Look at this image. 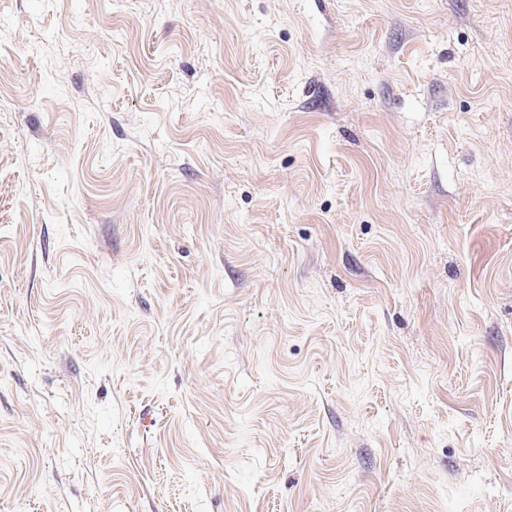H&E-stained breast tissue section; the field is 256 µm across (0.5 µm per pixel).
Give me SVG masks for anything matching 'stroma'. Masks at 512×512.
<instances>
[{"label": "stroma", "instance_id": "stroma-1", "mask_svg": "<svg viewBox=\"0 0 512 512\" xmlns=\"http://www.w3.org/2000/svg\"><path fill=\"white\" fill-rule=\"evenodd\" d=\"M0 512H512V0H0Z\"/></svg>", "mask_w": 512, "mask_h": 512}]
</instances>
